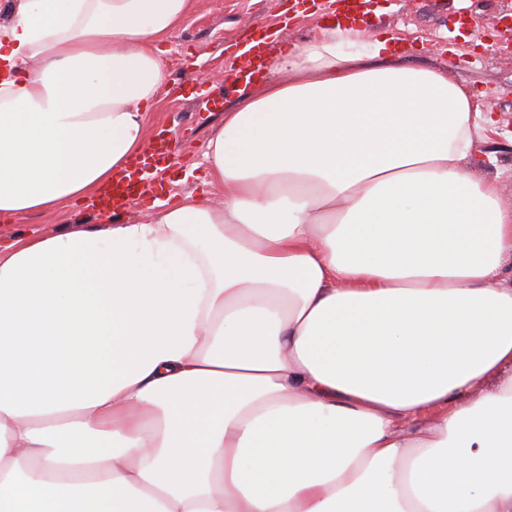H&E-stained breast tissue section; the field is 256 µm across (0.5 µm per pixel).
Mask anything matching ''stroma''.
<instances>
[{
	"mask_svg": "<svg viewBox=\"0 0 512 512\" xmlns=\"http://www.w3.org/2000/svg\"><path fill=\"white\" fill-rule=\"evenodd\" d=\"M291 0H194V7L166 41L170 85L150 112L146 146L173 159L164 182L167 198L207 189L224 201L220 186L204 187L206 142L223 112L196 111L194 100L214 91L213 74L240 64L239 52L255 32L277 33L269 51L302 42L330 19L331 0H314L311 14L285 20ZM362 24L391 37L396 57L416 67L443 69L449 80L471 89L478 108H491L496 123L475 144V171L497 177L504 200H512V50L495 32L476 0H372ZM69 212L29 214L0 220V244L67 229Z\"/></svg>",
	"mask_w": 512,
	"mask_h": 512,
	"instance_id": "35a3bbf8",
	"label": "stroma"
}]
</instances>
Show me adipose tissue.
I'll use <instances>...</instances> for the list:
<instances>
[{"instance_id":"adipose-tissue-1","label":"adipose tissue","mask_w":512,"mask_h":512,"mask_svg":"<svg viewBox=\"0 0 512 512\" xmlns=\"http://www.w3.org/2000/svg\"><path fill=\"white\" fill-rule=\"evenodd\" d=\"M194 0H9L0 219L141 152ZM268 56L208 182L0 247V512H512V205L445 71Z\"/></svg>"}]
</instances>
